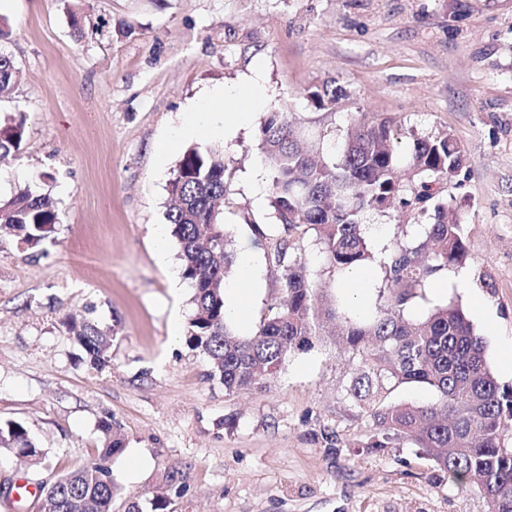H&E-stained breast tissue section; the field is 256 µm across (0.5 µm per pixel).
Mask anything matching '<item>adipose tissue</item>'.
<instances>
[{
    "mask_svg": "<svg viewBox=\"0 0 512 512\" xmlns=\"http://www.w3.org/2000/svg\"><path fill=\"white\" fill-rule=\"evenodd\" d=\"M266 88L261 73L231 91L217 90L198 103L174 131L178 140L196 139L214 134L232 140L251 119L250 107L261 105ZM256 271L249 258H242L235 278L226 283L225 312L240 325H248L250 303L256 287Z\"/></svg>",
    "mask_w": 512,
    "mask_h": 512,
    "instance_id": "obj_1",
    "label": "adipose tissue"
}]
</instances>
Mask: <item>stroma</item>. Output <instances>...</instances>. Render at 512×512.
<instances>
[{
    "label": "stroma",
    "mask_w": 512,
    "mask_h": 512,
    "mask_svg": "<svg viewBox=\"0 0 512 512\" xmlns=\"http://www.w3.org/2000/svg\"><path fill=\"white\" fill-rule=\"evenodd\" d=\"M0 52L17 68L0 124L25 120L23 148L0 165V199L28 185L59 216L40 249L0 232V420L24 422L48 450L39 466L0 454V512H42L17 484L87 462L105 421L123 443L107 461L121 487L112 512H487L477 489L408 442L358 448L373 429L348 394L360 357L332 341L292 354L264 391L226 392L186 343L193 290L178 279L165 213L190 146L173 129L192 103L261 71L269 97L251 123L232 143L211 139L228 162L234 254H251L258 279L251 323L234 331L257 330L284 296L270 235L289 239L346 313L348 270L270 203L265 113L332 136L361 116L393 118L405 134L450 131L471 162L439 198L466 205L467 259L406 316L460 304L512 387V0H12ZM327 85L343 94L317 107L308 94ZM422 221L399 206L370 214L372 252L420 240ZM74 320L116 329L107 366L83 360ZM136 458L146 464L134 472Z\"/></svg>",
    "instance_id": "stroma-1"
}]
</instances>
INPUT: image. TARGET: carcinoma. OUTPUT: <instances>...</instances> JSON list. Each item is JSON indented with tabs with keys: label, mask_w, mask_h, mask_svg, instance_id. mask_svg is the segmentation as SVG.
<instances>
[{
	"label": "carcinoma",
	"mask_w": 512,
	"mask_h": 512,
	"mask_svg": "<svg viewBox=\"0 0 512 512\" xmlns=\"http://www.w3.org/2000/svg\"><path fill=\"white\" fill-rule=\"evenodd\" d=\"M13 59L0 52V97L13 88ZM340 90H316V106H332ZM261 149L271 166V204L287 229L313 230L319 251L342 268L374 261L365 236V217L399 202L429 215L419 243L396 241L379 259L388 296L368 321L342 317L323 300L309 263L285 261L288 239H275L281 287L285 296L260 323L242 337L230 330L224 308V285L233 276L231 240L217 203L227 193L224 152L212 145L183 153L169 184L166 221L178 245L181 275L194 290V313L186 342L207 359L211 375L224 390L266 387L294 353L314 340L334 339L361 356L351 394L368 409L375 430L358 447L384 451L404 440L431 458L435 467L459 485L479 490L488 512H512V448L501 444L512 422V387L501 385L486 357V342L450 302L425 319L412 321L405 311L426 282L467 256L464 217L448 204H433L438 186L468 164L463 145L450 132L412 135L408 153L394 141L393 120L352 121L341 141L312 135L304 122L286 112H269L261 123ZM25 137L24 118L0 124V163L16 153ZM58 223L53 199L24 188L0 201V230L14 232L35 248L50 239ZM89 364L109 361L110 338L95 324L72 326ZM419 383L437 399L423 405L383 404L388 384ZM101 430L106 446L82 467L57 475L40 486L48 512H112L118 485L105 460L121 448L111 437L112 424ZM16 452L33 465L44 463L45 449L27 426L0 421V452Z\"/></svg>",
	"instance_id": "carcinoma-1"
}]
</instances>
